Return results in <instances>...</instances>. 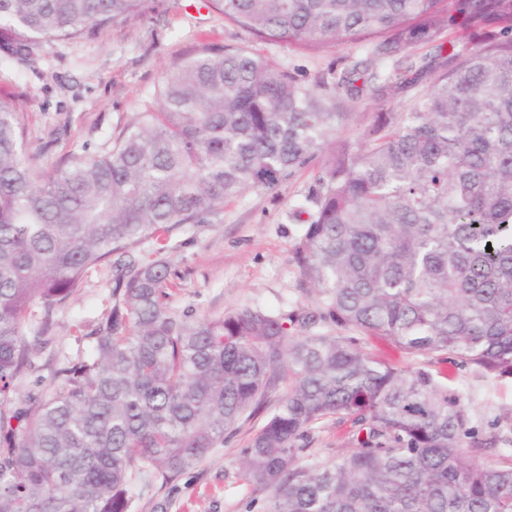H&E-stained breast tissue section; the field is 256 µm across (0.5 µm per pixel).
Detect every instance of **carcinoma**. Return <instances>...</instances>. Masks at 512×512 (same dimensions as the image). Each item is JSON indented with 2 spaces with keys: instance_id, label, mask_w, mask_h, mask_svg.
Returning <instances> with one entry per match:
<instances>
[{
  "instance_id": "1",
  "label": "carcinoma",
  "mask_w": 512,
  "mask_h": 512,
  "mask_svg": "<svg viewBox=\"0 0 512 512\" xmlns=\"http://www.w3.org/2000/svg\"><path fill=\"white\" fill-rule=\"evenodd\" d=\"M204 6L313 52L365 41L372 62L305 84L249 48H204L166 70L111 148L51 169L0 101V512H133V475L170 485L193 471L278 382L286 393L239 459L272 494L270 512H512V455L488 459L496 437L471 436L463 398L362 345L382 336L512 375V0ZM145 8L0 0V51L24 59L40 38ZM458 18L476 41L421 62L408 53ZM429 72L409 111L335 139L362 100ZM314 161L313 210L292 250L314 306L173 308L170 233L216 224L224 202ZM102 263L112 307L90 355L52 373L49 397L20 398L53 315ZM332 417L351 424L352 448L324 461L306 441Z\"/></svg>"
}]
</instances>
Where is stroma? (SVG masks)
I'll return each instance as SVG.
<instances>
[{"instance_id": "obj_1", "label": "stroma", "mask_w": 512, "mask_h": 512, "mask_svg": "<svg viewBox=\"0 0 512 512\" xmlns=\"http://www.w3.org/2000/svg\"><path fill=\"white\" fill-rule=\"evenodd\" d=\"M227 45L249 46L308 83L333 79L336 70L366 57L361 43L312 53L261 41L200 0H148L146 14L87 30L78 39L38 40L29 62L0 55V100L17 112L39 163L52 168L71 154L106 149L151 100L171 61L202 46ZM418 94L415 88L398 89L383 99L362 101L353 120L337 129V138H355L377 113L407 110ZM318 171L313 164L275 189L247 191L225 203L220 223L175 230L168 254L171 306L200 315L310 306L292 249L304 231L295 211L315 189ZM111 306V267L89 269L81 290L55 315L49 344L37 354L43 376L90 353L94 331ZM367 346L399 368L431 371L462 396L476 435L496 436L498 448L512 453V375L460 367L437 353H402L376 337L368 338ZM285 390L282 383L271 389L264 409L241 419L223 446L181 477L172 496H164L158 483L134 480L135 512H158L162 501L166 512H270L269 492L246 482L239 456ZM307 446L311 455L335 459L350 446L347 428L325 420L312 430Z\"/></svg>"}]
</instances>
